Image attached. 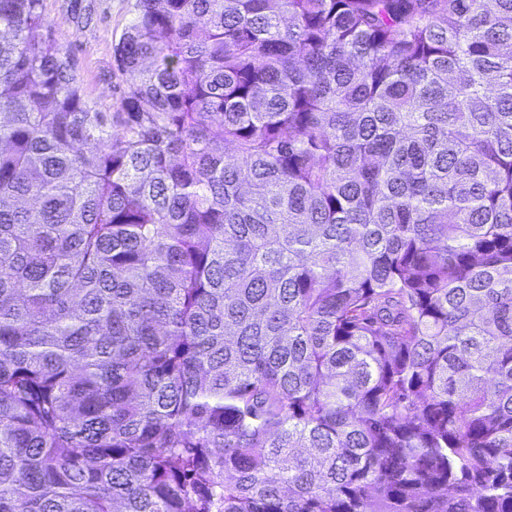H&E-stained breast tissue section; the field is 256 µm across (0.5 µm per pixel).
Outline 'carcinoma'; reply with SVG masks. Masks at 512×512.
I'll return each mask as SVG.
<instances>
[{
  "label": "carcinoma",
  "instance_id": "carcinoma-1",
  "mask_svg": "<svg viewBox=\"0 0 512 512\" xmlns=\"http://www.w3.org/2000/svg\"><path fill=\"white\" fill-rule=\"evenodd\" d=\"M119 111L0 0V512H512V0H136Z\"/></svg>",
  "mask_w": 512,
  "mask_h": 512
}]
</instances>
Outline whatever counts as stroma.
<instances>
[{
    "label": "stroma",
    "mask_w": 512,
    "mask_h": 512,
    "mask_svg": "<svg viewBox=\"0 0 512 512\" xmlns=\"http://www.w3.org/2000/svg\"><path fill=\"white\" fill-rule=\"evenodd\" d=\"M136 0H43L51 31L68 52L91 105L119 107L120 78L113 48L135 14Z\"/></svg>",
    "instance_id": "35a3bbf8"
}]
</instances>
